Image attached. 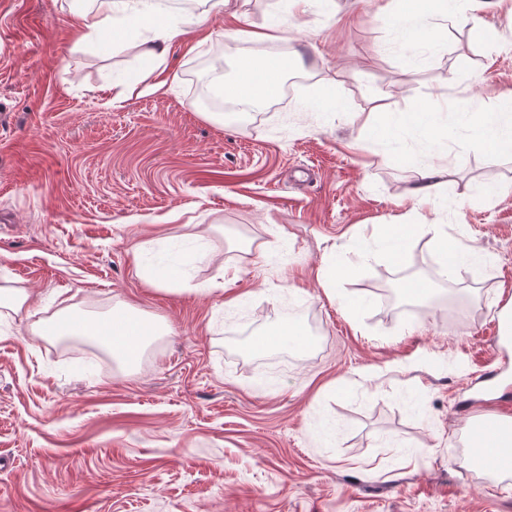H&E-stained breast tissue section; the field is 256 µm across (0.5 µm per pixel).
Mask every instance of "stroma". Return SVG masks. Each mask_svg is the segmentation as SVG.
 <instances>
[{
    "instance_id": "1",
    "label": "stroma",
    "mask_w": 512,
    "mask_h": 512,
    "mask_svg": "<svg viewBox=\"0 0 512 512\" xmlns=\"http://www.w3.org/2000/svg\"><path fill=\"white\" fill-rule=\"evenodd\" d=\"M212 2L159 65L140 27L79 40L94 0H0V286L47 321L166 327L140 366L82 374L0 314V512H512V477L456 463L491 413L472 382L512 399V152L453 108L512 97V0L443 30L417 25L438 0H401L402 24L387 0ZM215 55L229 84L288 69L219 116L196 95ZM145 72L159 90L122 93ZM425 165L448 175L417 210ZM392 224L419 227L398 264ZM431 224L475 252L443 278ZM414 277L431 299L403 298ZM285 322L301 344L256 349ZM498 340L500 344L507 348L512 345V305L509 300H505L500 306L496 316Z\"/></svg>"
}]
</instances>
